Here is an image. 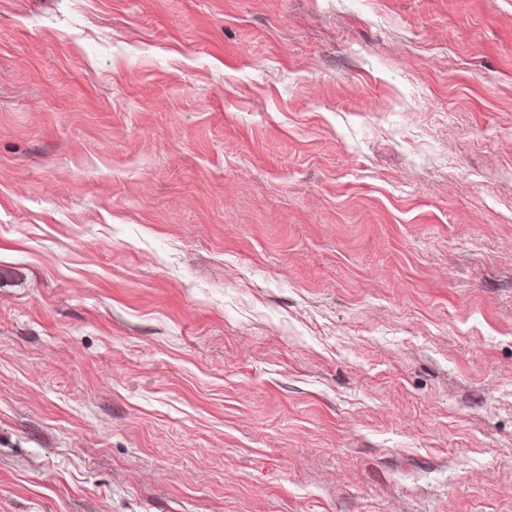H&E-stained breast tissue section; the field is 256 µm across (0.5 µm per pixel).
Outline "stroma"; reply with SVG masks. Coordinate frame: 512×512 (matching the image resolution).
<instances>
[{"label": "stroma", "instance_id": "35a3bbf8", "mask_svg": "<svg viewBox=\"0 0 512 512\" xmlns=\"http://www.w3.org/2000/svg\"><path fill=\"white\" fill-rule=\"evenodd\" d=\"M0 512H512V0H0Z\"/></svg>", "mask_w": 512, "mask_h": 512}]
</instances>
